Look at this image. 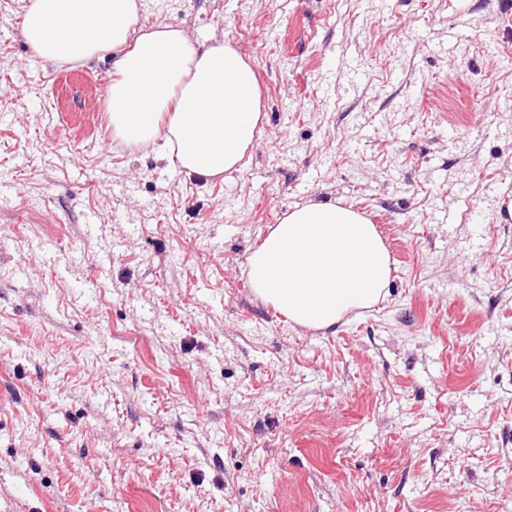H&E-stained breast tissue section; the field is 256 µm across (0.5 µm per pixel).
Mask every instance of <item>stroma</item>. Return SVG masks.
I'll return each instance as SVG.
<instances>
[{
  "label": "stroma",
  "mask_w": 512,
  "mask_h": 512,
  "mask_svg": "<svg viewBox=\"0 0 512 512\" xmlns=\"http://www.w3.org/2000/svg\"><path fill=\"white\" fill-rule=\"evenodd\" d=\"M142 2L237 48L261 125L187 176L0 0V512H512V0ZM307 203L391 258L326 330L247 277Z\"/></svg>",
  "instance_id": "1"
}]
</instances>
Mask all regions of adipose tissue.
<instances>
[{"label":"adipose tissue","mask_w":512,"mask_h":512,"mask_svg":"<svg viewBox=\"0 0 512 512\" xmlns=\"http://www.w3.org/2000/svg\"><path fill=\"white\" fill-rule=\"evenodd\" d=\"M141 8L140 0H23L22 37L49 63L110 59L107 110L115 139L159 144L189 176L235 170L262 118L253 67L222 39L200 44L174 24L144 26ZM247 274L255 296L294 325L325 330L376 305L391 264L367 217L315 203L270 226Z\"/></svg>","instance_id":"adipose-tissue-1"}]
</instances>
